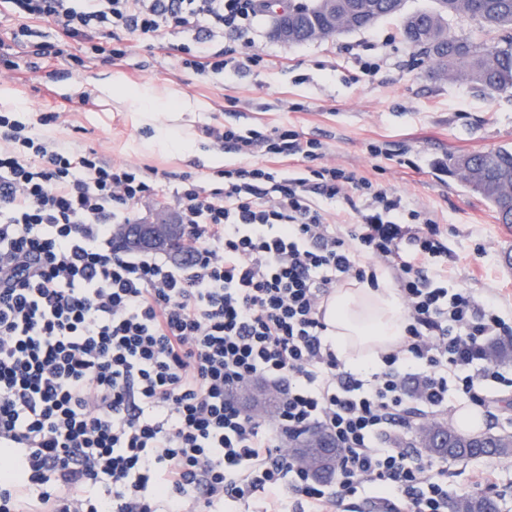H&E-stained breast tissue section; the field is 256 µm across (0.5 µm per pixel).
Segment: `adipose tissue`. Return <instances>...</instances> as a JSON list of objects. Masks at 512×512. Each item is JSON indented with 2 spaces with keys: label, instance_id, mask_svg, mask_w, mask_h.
<instances>
[{
  "label": "adipose tissue",
  "instance_id": "ef3b65f1",
  "mask_svg": "<svg viewBox=\"0 0 512 512\" xmlns=\"http://www.w3.org/2000/svg\"><path fill=\"white\" fill-rule=\"evenodd\" d=\"M325 321L338 356L358 368L376 365L379 352L396 346L404 334L400 300L384 278L375 289L356 282L336 289Z\"/></svg>",
  "mask_w": 512,
  "mask_h": 512
}]
</instances>
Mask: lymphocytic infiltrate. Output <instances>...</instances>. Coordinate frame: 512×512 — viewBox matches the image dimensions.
Returning a JSON list of instances; mask_svg holds the SVG:
<instances>
[{
    "mask_svg": "<svg viewBox=\"0 0 512 512\" xmlns=\"http://www.w3.org/2000/svg\"><path fill=\"white\" fill-rule=\"evenodd\" d=\"M0 3L18 20L0 39L10 71L11 44L79 66L86 53L124 60L135 34L193 29L209 45L175 50L199 75L231 81L260 61L245 51L259 0ZM227 35L237 46L222 47ZM59 118L0 108V512H234L255 498L263 512H340L362 495L385 512H448L447 463L407 430L512 388L487 357L490 342H512V319L449 287L429 211L324 163L319 138L228 123L202 134L245 164L183 175L170 195L185 256L127 250L117 230L162 194L158 171L60 143L46 132ZM355 193L353 222L332 221L324 202ZM382 273L405 336L381 369H345L324 305ZM254 380L279 395L272 420L234 398ZM310 426L341 450L327 483L288 453Z\"/></svg>",
    "mask_w": 512,
    "mask_h": 512,
    "instance_id": "f902f5d3",
    "label": "lymphocytic infiltrate"
}]
</instances>
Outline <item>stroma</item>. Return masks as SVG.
I'll return each instance as SVG.
<instances>
[{
    "label": "stroma",
    "instance_id": "35a3bbf8",
    "mask_svg": "<svg viewBox=\"0 0 512 512\" xmlns=\"http://www.w3.org/2000/svg\"><path fill=\"white\" fill-rule=\"evenodd\" d=\"M271 20V13L258 14L250 34V50L262 63L231 83L183 68L139 36L130 37L124 66L86 59L66 82L72 102L52 127L53 137L76 150L94 148L111 162L158 169L169 187L184 173L201 176L240 162V155L202 136L207 125L288 126L320 137L328 145L326 161L406 192L429 210L448 233L449 287L494 292L512 318V236L456 171L437 166L451 152L512 146V90L482 93L434 73L405 42L399 16L302 44L274 37ZM357 53L381 60L379 70L365 75L353 59ZM62 96L47 91L39 73L0 72V106L36 116ZM175 125L189 128L188 150L157 145L159 135ZM372 143L388 149L389 157L371 158ZM484 463L498 472L502 512H512V458ZM484 463L449 461V496L468 486Z\"/></svg>",
    "mask_w": 512,
    "mask_h": 512
}]
</instances>
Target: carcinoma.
Returning <instances> with one entry per match:
<instances>
[{"label": "carcinoma", "mask_w": 512, "mask_h": 512, "mask_svg": "<svg viewBox=\"0 0 512 512\" xmlns=\"http://www.w3.org/2000/svg\"><path fill=\"white\" fill-rule=\"evenodd\" d=\"M403 7L404 0H310V7L284 11L273 17V24L276 30L288 29L291 42L303 43L310 40L311 29L332 24L341 33L366 29L399 14ZM451 19L470 22L468 33H456ZM403 34L441 73L484 93L512 88V0H435L432 9L406 18ZM448 162L456 169L466 166L462 171L466 184L490 204L499 223L512 224V209L499 194L500 184L512 179V149L470 155L465 162L450 155ZM186 235V227L178 228L172 239L157 242L154 249L179 253ZM419 442L437 458L464 460L475 448L488 457H512V435L507 434L471 435L457 430L445 434L432 424L419 434ZM293 443L295 452L315 458L329 440L324 431L312 429ZM448 508L450 512H500L493 497L483 493L458 497Z\"/></svg>", "instance_id": "carcinoma-1"}]
</instances>
